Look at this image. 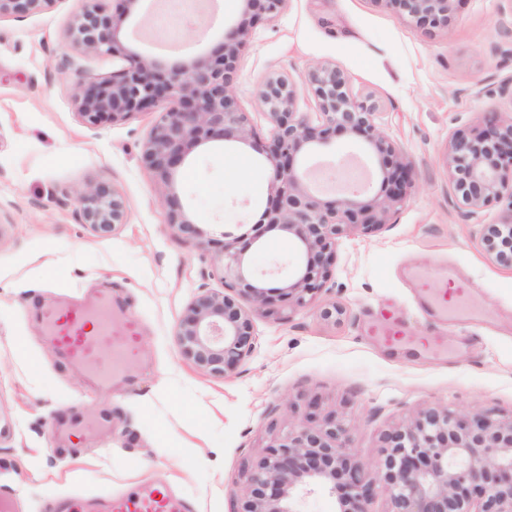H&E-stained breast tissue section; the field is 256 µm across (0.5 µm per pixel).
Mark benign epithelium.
Here are the masks:
<instances>
[{
    "label": "benign epithelium",
    "mask_w": 512,
    "mask_h": 512,
    "mask_svg": "<svg viewBox=\"0 0 512 512\" xmlns=\"http://www.w3.org/2000/svg\"><path fill=\"white\" fill-rule=\"evenodd\" d=\"M54 0H0V18H22ZM84 6L65 38L101 55L126 53L128 66L102 82L77 81L80 114L91 126L165 105L145 144L144 156L163 188L167 226L176 234L201 236L177 194L186 157L214 144H247L253 138L247 113L234 91L241 49L251 27L273 19L288 0H242L245 18L224 31L217 51L164 64L136 51H123V13L109 15L99 0ZM401 21L446 28L457 0H374ZM308 87L317 116L297 110ZM256 94L266 109L271 132L259 149L271 192L263 221L295 242L297 257L279 298L294 312L316 302L328 280L336 241L371 233L387 224L413 187L412 166L381 129L376 102L355 97L347 76L335 64L309 66L299 80L269 76ZM338 131L361 137L386 169L382 193L327 198L311 187L302 161L330 143ZM448 183L461 198L466 216L476 217L494 200L508 199L512 210V114L485 113L477 135H454L446 154ZM84 223L109 233L125 223L122 199L101 182L74 193ZM224 232L215 271L239 299L204 288L193 296L176 327L182 355L211 375L226 378L256 349L255 318L273 300L262 276L248 266L244 249ZM481 245L487 257L512 268V220L485 224ZM348 430L334 419L319 425L292 423L255 464L244 468L235 496L238 512H301L300 501L316 487L336 498V512H370L376 490L390 504L387 512H512V419L494 420L448 407H426L383 438L374 463L347 444Z\"/></svg>",
    "instance_id": "obj_1"
}]
</instances>
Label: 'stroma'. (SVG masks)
<instances>
[{
	"instance_id": "stroma-1",
	"label": "stroma",
	"mask_w": 512,
	"mask_h": 512,
	"mask_svg": "<svg viewBox=\"0 0 512 512\" xmlns=\"http://www.w3.org/2000/svg\"><path fill=\"white\" fill-rule=\"evenodd\" d=\"M139 0L128 45L162 61L213 50L240 0ZM80 0L0 19V496L24 512L54 500L102 497L138 482L166 481L196 512H236L233 484L288 423L343 421L363 460L381 456L383 434L430 405L512 418V269L491 262L480 236L512 206L494 202L465 218L448 185L446 151L456 133L482 129L488 110L512 111V0H457L447 28L397 20L377 0H289L257 24L234 83L258 139L271 124L256 89L264 78L299 79L331 62L354 95L375 101L379 121L416 176L387 225L341 237L315 306L289 313L274 302L255 320L257 348L229 378L185 360L175 325L199 288L222 289L213 258L223 231L240 235L255 273L283 287L296 247L261 224L268 175L253 146H203L187 157L178 194L204 232L189 240L165 222L162 188L143 162L157 109L88 125L78 79L108 80L125 55L83 51L64 38ZM303 166L314 186L345 181L381 190L377 160L360 137L339 132ZM107 182L126 220L100 234L83 223L76 190ZM442 263L474 284L477 315L433 326L405 268ZM141 325L138 363L102 390L45 336L41 312L104 289ZM345 308L342 320L322 308ZM390 326L402 345L378 341ZM447 356L423 347L432 333Z\"/></svg>"
}]
</instances>
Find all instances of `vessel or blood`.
Instances as JSON below:
<instances>
[{
	"mask_svg": "<svg viewBox=\"0 0 512 512\" xmlns=\"http://www.w3.org/2000/svg\"><path fill=\"white\" fill-rule=\"evenodd\" d=\"M408 276L419 288L434 323L449 314H465L475 308L473 285L456 277L445 266L416 268ZM47 338L66 349L70 359L86 372L109 379L129 371L140 335L138 321L124 313L111 293H102L96 305L63 303L44 309ZM103 512H195L186 498L161 492L148 483L102 499Z\"/></svg>",
	"mask_w": 512,
	"mask_h": 512,
	"instance_id": "b4317fda",
	"label": "vessel or blood"
}]
</instances>
